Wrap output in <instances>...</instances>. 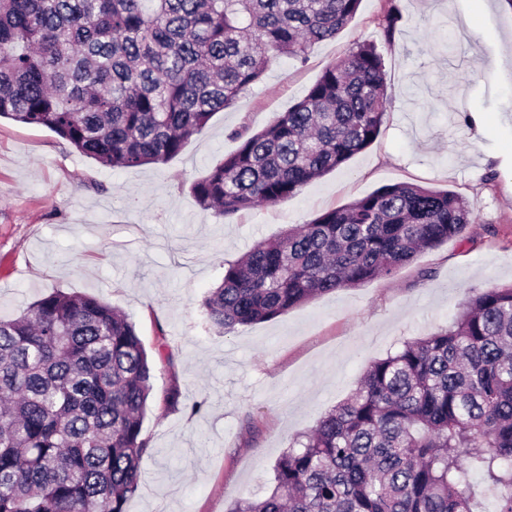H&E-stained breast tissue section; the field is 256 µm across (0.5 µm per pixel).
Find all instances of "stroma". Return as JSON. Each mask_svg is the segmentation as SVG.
I'll return each instance as SVG.
<instances>
[{
  "label": "stroma",
  "mask_w": 512,
  "mask_h": 512,
  "mask_svg": "<svg viewBox=\"0 0 512 512\" xmlns=\"http://www.w3.org/2000/svg\"><path fill=\"white\" fill-rule=\"evenodd\" d=\"M393 2L402 19L387 39ZM362 43L376 45L387 74L377 140L277 205L225 219L202 211L189 186L237 149L234 131L265 128ZM399 183L465 198L466 241L278 318L208 330L202 300L225 261ZM511 283L512 0H362L336 38L306 61L278 59L164 164L104 168L47 128L0 120V314L56 290L94 296L130 318L154 358L142 422L151 452L127 512H226L263 497L283 451L372 361L447 326L471 289Z\"/></svg>",
  "instance_id": "stroma-1"
}]
</instances>
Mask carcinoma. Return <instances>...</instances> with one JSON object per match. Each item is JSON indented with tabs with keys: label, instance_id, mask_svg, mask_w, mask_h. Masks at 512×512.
<instances>
[{
	"label": "carcinoma",
	"instance_id": "cac0c4a2",
	"mask_svg": "<svg viewBox=\"0 0 512 512\" xmlns=\"http://www.w3.org/2000/svg\"><path fill=\"white\" fill-rule=\"evenodd\" d=\"M361 0H0V118L45 127L103 167L163 164L283 56L305 61ZM386 72L373 43L190 191L229 217L276 205L378 137ZM473 222L451 190L401 183L330 208L224 262L203 300L217 334L394 274ZM153 367L134 325L54 292L0 315V512H126L149 454ZM228 512H512V284L373 361L293 439L274 485Z\"/></svg>",
	"mask_w": 512,
	"mask_h": 512
}]
</instances>
